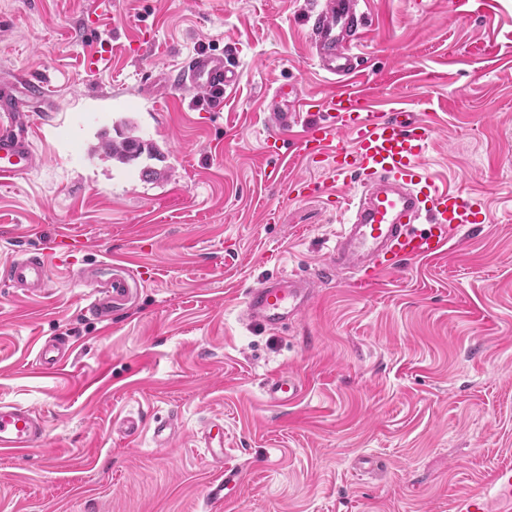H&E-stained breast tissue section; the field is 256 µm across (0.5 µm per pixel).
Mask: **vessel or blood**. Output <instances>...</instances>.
Listing matches in <instances>:
<instances>
[{
	"label": "vessel or blood",
	"mask_w": 512,
	"mask_h": 512,
	"mask_svg": "<svg viewBox=\"0 0 512 512\" xmlns=\"http://www.w3.org/2000/svg\"><path fill=\"white\" fill-rule=\"evenodd\" d=\"M362 14L358 0H321L309 30L310 48L318 67L337 78L341 89L327 97L328 114L321 121H305L304 98L295 87L278 88L267 103L272 128L265 140L268 153L279 154L284 135L297 137L300 151L333 182L346 187L358 182L361 191L353 204V220L341 225L336 242L317 270L316 278L301 275L266 278L249 288L243 316L251 324L279 329L298 320L308 307L316 281H331L345 271L356 288L377 285L407 262L443 256L450 240L464 227L486 220L482 204L474 198L440 187L425 171L422 156L430 140V126L405 108L376 110L365 93L353 88L359 68ZM238 81V72L223 54L199 52L177 70L173 84L182 90L210 93L221 107L224 93ZM43 84L20 79L0 91V181L26 175L36 165L30 130L35 113L46 112ZM5 281L33 295L48 289L47 263L26 252L13 259L0 274ZM129 292L117 275L98 284L88 310L108 318L124 305ZM299 379L283 374L267 384L265 396L273 405L296 400ZM224 423L215 421L197 434L224 478L209 485L207 501L222 502L234 496L243 472L224 463ZM46 436L42 417L27 406L0 402V454L12 455L39 447ZM492 497L465 495L455 512H488L490 503L512 512V467L492 475Z\"/></svg>",
	"instance_id": "1"
}]
</instances>
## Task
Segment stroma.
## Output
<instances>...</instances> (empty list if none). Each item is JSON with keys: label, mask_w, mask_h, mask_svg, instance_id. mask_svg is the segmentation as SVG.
Here are the masks:
<instances>
[{"label": "stroma", "mask_w": 512, "mask_h": 512, "mask_svg": "<svg viewBox=\"0 0 512 512\" xmlns=\"http://www.w3.org/2000/svg\"><path fill=\"white\" fill-rule=\"evenodd\" d=\"M316 0H0V85L44 81L37 163L0 183V267L59 233L80 237L71 265L50 261L48 294L0 280V402L35 408L46 441L0 455V512H208L218 476L195 435L224 421L239 496L215 512H452L512 466V0H359L362 88L383 108L430 114L423 156L439 185L480 198L486 221L446 257L407 264L374 288L348 275L318 285L295 323L245 321L248 288L315 276L348 211L309 159L265 150V107L295 86L332 83L308 43ZM108 55L98 71L85 67ZM221 52L236 86L211 109L173 102L189 56ZM156 149L123 164L96 150L125 123ZM160 177H143L144 168ZM114 255L131 294L111 323L83 312ZM66 337L67 366L43 371V340ZM293 373L302 397L275 406L264 386ZM136 418L132 437L113 420ZM176 417L169 447L157 419Z\"/></svg>", "instance_id": "stroma-1"}]
</instances>
